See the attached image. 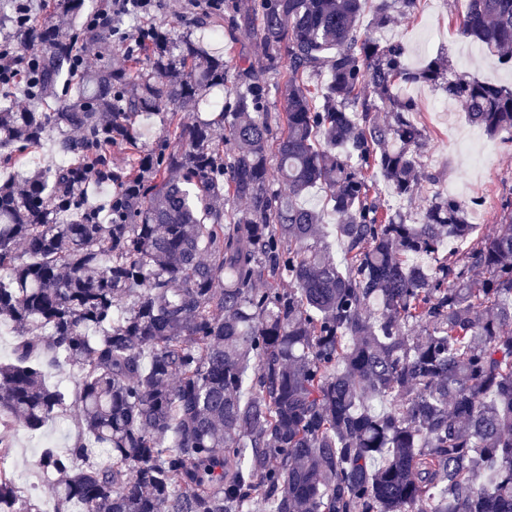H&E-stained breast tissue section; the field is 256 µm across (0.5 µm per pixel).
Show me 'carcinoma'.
<instances>
[{
  "mask_svg": "<svg viewBox=\"0 0 512 512\" xmlns=\"http://www.w3.org/2000/svg\"><path fill=\"white\" fill-rule=\"evenodd\" d=\"M368 2L254 0L227 24L253 28L257 61L224 59V33L197 17L176 42L148 29L127 48L141 71L77 70L80 45L122 26L109 7L65 32L11 22L37 56L31 83L0 91V163L51 130L78 155L0 185V319L17 330L0 459L16 425L74 410L73 442L39 459L54 512H512V200L477 235L459 199L436 194L409 224L368 183L375 170L403 199L419 190L425 135L401 86L441 89L492 137L512 133V88L441 57L411 65L375 33L419 0H377L362 31ZM459 21L490 54L512 47V0H467ZM284 58L275 112L267 74ZM323 73L317 98L305 77ZM42 89L61 111L20 105ZM222 89L212 119L171 110ZM144 114L167 115V138L119 178L108 148L138 152ZM90 173L117 182L99 207ZM315 185L339 261L298 203ZM42 358L76 369L74 389L49 384ZM0 512L42 510L1 470Z\"/></svg>",
  "mask_w": 512,
  "mask_h": 512,
  "instance_id": "1",
  "label": "carcinoma"
}]
</instances>
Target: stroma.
I'll return each instance as SVG.
<instances>
[{
	"label": "stroma",
	"instance_id": "obj_1",
	"mask_svg": "<svg viewBox=\"0 0 512 512\" xmlns=\"http://www.w3.org/2000/svg\"><path fill=\"white\" fill-rule=\"evenodd\" d=\"M208 0H158L156 7L138 22L127 27V36L112 42L108 59L111 66L130 70L142 69L145 59L128 56L130 38L144 28H155L169 39H177L186 30L190 18L205 10ZM466 0H420L415 15H394L392 22L378 31L386 42L401 43L414 66H422L429 58L440 55L448 58L454 68L468 76L512 87V72L501 66L496 58L487 56L480 43L464 37L458 19L464 12ZM401 94L417 104L413 119L423 128L427 140L422 156L424 164L419 173L418 194L410 200L393 194L381 175H373V189L383 208L406 216L408 223L421 221L423 211L432 196L438 193L465 199L473 193L485 202V217L479 233L494 231L500 222L502 205L512 198V141L504 137H489L475 129L468 120L466 108L459 101H445L441 91L428 84L401 87ZM445 101L446 117H438L434 102ZM77 431L73 421H49L40 430L17 427L10 461L13 479L19 490H30L36 503L52 498V485L45 476H34L38 467L32 449L69 445Z\"/></svg>",
	"mask_w": 512,
	"mask_h": 512
}]
</instances>
